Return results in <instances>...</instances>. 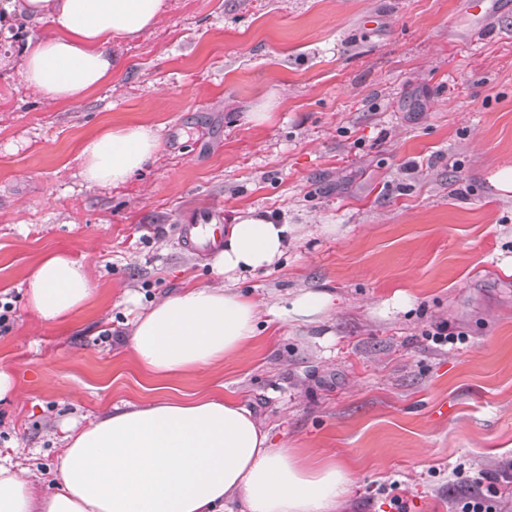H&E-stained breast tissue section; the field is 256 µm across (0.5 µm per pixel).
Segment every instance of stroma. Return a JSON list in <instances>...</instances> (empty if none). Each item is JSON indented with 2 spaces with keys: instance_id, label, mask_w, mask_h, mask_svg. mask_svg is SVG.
Returning <instances> with one entry per match:
<instances>
[{
  "instance_id": "35a3bbf8",
  "label": "stroma",
  "mask_w": 512,
  "mask_h": 512,
  "mask_svg": "<svg viewBox=\"0 0 512 512\" xmlns=\"http://www.w3.org/2000/svg\"><path fill=\"white\" fill-rule=\"evenodd\" d=\"M43 25L0 35V455L53 484L64 427L150 398L129 322L137 305L211 284L184 248L197 214L255 208L300 225L272 271L240 281L265 307L334 295L316 322L262 315L237 360L177 381L255 409L276 448L334 454L356 482L338 512H450L456 472L512 463V0H167L163 21L113 41L121 64L79 107L20 79ZM269 121H250L270 96ZM147 124L159 147L112 188L80 175L84 139ZM335 225L332 233L323 232ZM88 268L93 296L36 324L30 268L50 252ZM456 343L424 338L435 324Z\"/></svg>"
}]
</instances>
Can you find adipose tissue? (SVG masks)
I'll list each match as a JSON object with an SVG mask.
<instances>
[{
  "instance_id": "obj_1",
  "label": "adipose tissue",
  "mask_w": 512,
  "mask_h": 512,
  "mask_svg": "<svg viewBox=\"0 0 512 512\" xmlns=\"http://www.w3.org/2000/svg\"><path fill=\"white\" fill-rule=\"evenodd\" d=\"M46 31L27 43L20 72L46 105H78L112 78L109 46L157 26L166 0H22ZM146 124L106 129L82 143L81 176L112 186L141 172L158 149ZM300 230L255 209L233 217L212 259L217 277L158 298L130 324L137 365L168 383L223 365L256 336L258 300L235 290L246 275L273 269ZM27 306L40 324L84 307L86 266L64 253L42 257L26 277ZM56 464L59 488L44 494L27 469L0 456V512H337L354 483L334 459L308 460L275 448L253 408L218 394H163L113 406L86 427L69 428Z\"/></svg>"
}]
</instances>
